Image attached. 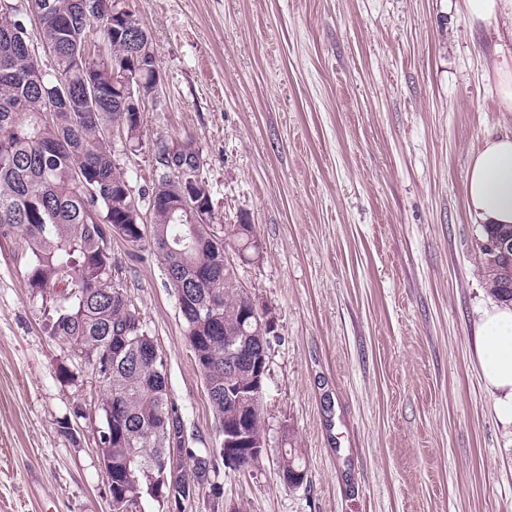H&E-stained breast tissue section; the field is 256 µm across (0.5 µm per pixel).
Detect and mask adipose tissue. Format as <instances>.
I'll return each mask as SVG.
<instances>
[{
    "label": "adipose tissue",
    "mask_w": 512,
    "mask_h": 512,
    "mask_svg": "<svg viewBox=\"0 0 512 512\" xmlns=\"http://www.w3.org/2000/svg\"><path fill=\"white\" fill-rule=\"evenodd\" d=\"M466 8L471 25L512 38V0H466ZM466 195L474 223L512 224V134L486 139L467 170ZM477 354L495 412L512 425V306L481 310Z\"/></svg>",
    "instance_id": "ef3b65f1"
}]
</instances>
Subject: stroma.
Here are the masks:
<instances>
[{
  "instance_id": "1",
  "label": "stroma",
  "mask_w": 512,
  "mask_h": 512,
  "mask_svg": "<svg viewBox=\"0 0 512 512\" xmlns=\"http://www.w3.org/2000/svg\"><path fill=\"white\" fill-rule=\"evenodd\" d=\"M163 102L123 154L140 209L147 147L193 138L218 224L253 225L237 275L276 323L258 466L217 465L185 512H512V426L477 356L495 304L465 175L512 132L487 73L495 41L464 0H129ZM0 243V512H111L97 451L106 389L48 336ZM112 241L166 364L193 454L218 424L178 298L153 255ZM298 449L302 486L278 474Z\"/></svg>"
}]
</instances>
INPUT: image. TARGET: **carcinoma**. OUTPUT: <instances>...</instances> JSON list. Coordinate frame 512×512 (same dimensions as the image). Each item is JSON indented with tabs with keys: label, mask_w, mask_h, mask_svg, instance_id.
<instances>
[{
	"label": "carcinoma",
	"mask_w": 512,
	"mask_h": 512,
	"mask_svg": "<svg viewBox=\"0 0 512 512\" xmlns=\"http://www.w3.org/2000/svg\"><path fill=\"white\" fill-rule=\"evenodd\" d=\"M114 0H28L38 26L30 31L21 14H0V240L23 244L28 288L41 298L50 335L63 339L88 372L107 388L103 424L121 427L102 439L112 449V466L130 467L148 487L145 463L161 450H176V472L163 488L166 512H177L194 488L209 482L213 461L185 448L178 410L169 398L162 353L150 335L112 259V227L124 241L149 249L167 270L171 286L200 312L185 320L188 340H200L210 359L204 374L207 396L218 422L246 414L255 438L262 436L261 404L242 407L234 394L250 384V360L259 343L245 338L247 312L236 270L224 267V247L211 243L207 224H190L176 209L173 185L151 183L144 195L149 223L129 224L137 202L127 192V177L115 163L106 126L124 123L132 144L141 140V123L122 118L116 87L120 71L134 68L151 82L159 68L148 32L112 24ZM94 30L109 39L106 56L85 54L70 28L57 20ZM55 60L50 76L29 52L32 40ZM99 96L96 111L84 112L85 89ZM479 260L492 295L512 301V257L479 246ZM137 336L124 358H112V338ZM241 348L235 372L224 369V350Z\"/></svg>",
	"instance_id": "cac0c4a2"
}]
</instances>
